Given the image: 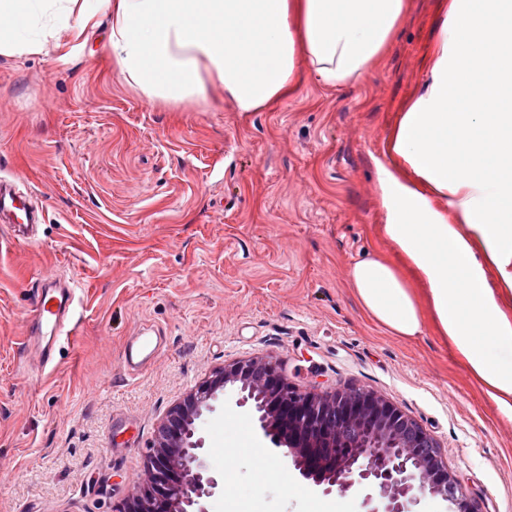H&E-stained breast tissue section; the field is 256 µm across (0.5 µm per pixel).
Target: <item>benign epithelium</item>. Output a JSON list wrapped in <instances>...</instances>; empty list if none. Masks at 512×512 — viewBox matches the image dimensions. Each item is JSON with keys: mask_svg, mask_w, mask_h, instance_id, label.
Returning a JSON list of instances; mask_svg holds the SVG:
<instances>
[{"mask_svg": "<svg viewBox=\"0 0 512 512\" xmlns=\"http://www.w3.org/2000/svg\"><path fill=\"white\" fill-rule=\"evenodd\" d=\"M237 404L258 413L259 427L292 458L300 475L328 494L337 486L377 493L382 509L410 512L420 493L449 503L451 512H477L448 470L434 440L395 403L364 389L297 390L277 364L244 359L214 370L168 412L158 431L139 494L113 512H208L221 488L206 473L195 423L226 388ZM351 436L338 439V428Z\"/></svg>", "mask_w": 512, "mask_h": 512, "instance_id": "benign-epithelium-1", "label": "benign epithelium"}]
</instances>
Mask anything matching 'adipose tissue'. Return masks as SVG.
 I'll return each mask as SVG.
<instances>
[{"label":"adipose tissue","instance_id":"adipose-tissue-1","mask_svg":"<svg viewBox=\"0 0 512 512\" xmlns=\"http://www.w3.org/2000/svg\"><path fill=\"white\" fill-rule=\"evenodd\" d=\"M407 0H0V54L87 37L109 15L122 79L173 108L222 89L258 112L296 89L307 64L338 86L379 66ZM420 95L385 143L376 186L393 256L348 276L392 335L433 323L499 408L512 414V0H442Z\"/></svg>","mask_w":512,"mask_h":512}]
</instances>
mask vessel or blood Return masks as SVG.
Instances as JSON below:
<instances>
[{
  "instance_id": "b4317fda",
  "label": "vessel or blood",
  "mask_w": 512,
  "mask_h": 512,
  "mask_svg": "<svg viewBox=\"0 0 512 512\" xmlns=\"http://www.w3.org/2000/svg\"><path fill=\"white\" fill-rule=\"evenodd\" d=\"M0 217L19 237L31 236L39 222L28 195L13 182L4 179H0ZM73 294V287L54 284L36 289L32 295V332L39 338L34 353L40 366L51 364L55 343L68 332L67 314L72 306ZM152 345L153 341L148 336L127 343L122 359L124 369L141 367L148 359Z\"/></svg>"
}]
</instances>
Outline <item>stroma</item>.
Listing matches in <instances>:
<instances>
[{
    "mask_svg": "<svg viewBox=\"0 0 512 512\" xmlns=\"http://www.w3.org/2000/svg\"><path fill=\"white\" fill-rule=\"evenodd\" d=\"M439 23L437 0H409L381 66L337 87L303 75L261 112L220 91L150 102L114 71L104 26L62 49L0 54V178L43 211L29 242L0 223V512H112L142 487L168 410L246 358L276 362L302 391L392 401L479 512H512V417L435 329L390 335L348 280L392 250L378 164L400 104L423 89ZM59 277L78 291L76 334L44 370L29 353L31 291ZM143 333L161 347L130 377L123 344ZM197 427L224 482L208 512L366 510L362 493L302 478L233 390ZM267 466L287 482L265 479Z\"/></svg>",
    "mask_w": 512,
    "mask_h": 512,
    "instance_id": "1",
    "label": "stroma"
}]
</instances>
